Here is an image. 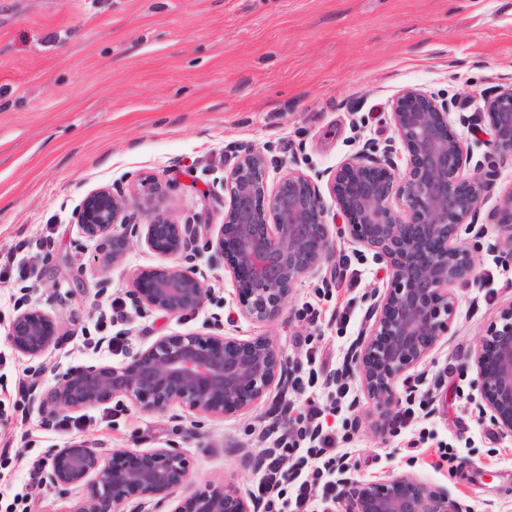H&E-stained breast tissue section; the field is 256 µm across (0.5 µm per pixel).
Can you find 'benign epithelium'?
Masks as SVG:
<instances>
[{
    "label": "benign epithelium",
    "mask_w": 512,
    "mask_h": 512,
    "mask_svg": "<svg viewBox=\"0 0 512 512\" xmlns=\"http://www.w3.org/2000/svg\"><path fill=\"white\" fill-rule=\"evenodd\" d=\"M455 107L454 101H439L418 87L400 90L391 103L390 122L406 156L405 169L395 163L398 149L393 145L378 157L369 143L327 181L350 239L372 251L388 272L386 287L371 305L369 335L347 356V365L360 375L376 405L374 428L383 435L395 426L401 403L397 382L411 378L451 331L455 297L450 287L473 273L460 233L481 238L479 206L494 187L496 155L512 153V83L485 101L492 152L469 173L470 152L450 120ZM224 191V222L206 226L208 246L224 260V270L239 289L241 314L257 322L274 321L295 282L333 258L324 197L298 170L268 186L265 158L245 146L235 150ZM162 196L161 185L150 178L142 179L130 196L120 187L102 188L83 201L76 223L83 237L108 244L114 261L129 245V229L150 250L172 260L143 272L138 278L142 286L132 290V297L144 311L181 316L200 308L209 296L195 270L175 263L201 230L196 223L171 220L161 207ZM132 201L145 216L141 226L126 222ZM495 216L512 252V191L499 199ZM8 337L16 352L38 359L56 344L57 326L49 314L28 308L15 317ZM470 360L482 417L512 436V304L486 330ZM288 380V358L264 338L211 332L160 336L125 366L61 374L38 411L55 417L122 397L147 412L181 404L216 418L285 391ZM190 469L177 448L138 453L116 448L104 458L83 441L56 450L45 479L64 491L86 489L68 512H154L188 481ZM337 482L344 512H464L447 489L411 473L359 481L341 470ZM192 512L260 510L254 499L221 484L197 491Z\"/></svg>",
    "instance_id": "obj_1"
}]
</instances>
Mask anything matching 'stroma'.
<instances>
[{
    "instance_id": "1",
    "label": "stroma",
    "mask_w": 512,
    "mask_h": 512,
    "mask_svg": "<svg viewBox=\"0 0 512 512\" xmlns=\"http://www.w3.org/2000/svg\"><path fill=\"white\" fill-rule=\"evenodd\" d=\"M512 81V0H0V512H66L82 494L30 479L49 466L70 435L60 420L14 409L19 379L39 392L70 368L129 363L157 337L221 324L244 340L266 338L307 377L309 351L327 365L314 386L289 392L295 407L322 406L347 384L356 407L328 416L337 448L351 449V473L377 481L411 473L447 489L466 512H512V437L480 417L469 356L502 307L512 304V260L492 215L512 190V155L498 165L480 206L481 239L462 234L472 256L469 283L453 287L456 311L446 341L419 367L423 380L396 409L397 425L379 434L376 410L355 371L352 345L373 324L369 296L384 288V264L331 224L334 257L299 278L280 317L240 316L236 286L205 239L177 259L211 293L182 316L143 311L130 291L163 257L131 237L116 262L108 247L84 238L75 213L95 189L158 178L169 217L219 224L224 176L236 147L261 153L268 182L288 170L326 189L328 173L365 144L394 140L390 106L416 86L454 99L468 117L455 130L474 159L488 151L485 98ZM23 252L36 269L19 276L6 260ZM122 310L112 316V307ZM36 307L51 315L58 344L29 359L8 340L12 320ZM111 317L101 325V317ZM120 335L123 351L88 340ZM272 396L251 409L212 418L180 405L146 412L130 401L84 411L80 439L101 455L113 449L179 448L190 481L176 501L208 484L249 494L252 460L280 436L268 416Z\"/></svg>"
}]
</instances>
